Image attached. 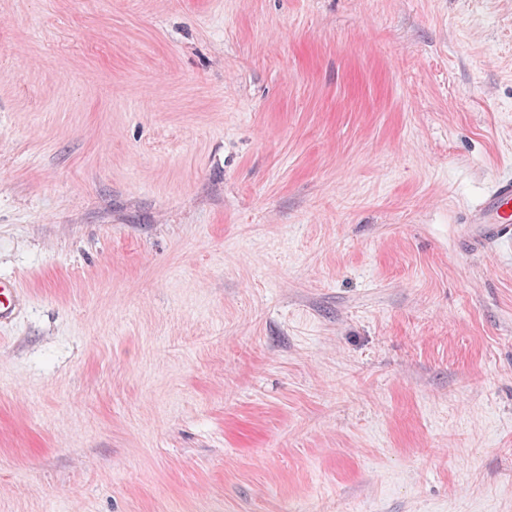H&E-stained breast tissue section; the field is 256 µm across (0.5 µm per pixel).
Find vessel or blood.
Segmentation results:
<instances>
[{"instance_id": "obj_1", "label": "vessel or blood", "mask_w": 512, "mask_h": 512, "mask_svg": "<svg viewBox=\"0 0 512 512\" xmlns=\"http://www.w3.org/2000/svg\"><path fill=\"white\" fill-rule=\"evenodd\" d=\"M477 238L489 245L512 241V176L500 178L469 217Z\"/></svg>"}]
</instances>
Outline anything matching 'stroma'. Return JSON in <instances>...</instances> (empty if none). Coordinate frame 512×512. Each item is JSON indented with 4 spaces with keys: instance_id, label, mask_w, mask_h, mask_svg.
Segmentation results:
<instances>
[{
    "instance_id": "stroma-1",
    "label": "stroma",
    "mask_w": 512,
    "mask_h": 512,
    "mask_svg": "<svg viewBox=\"0 0 512 512\" xmlns=\"http://www.w3.org/2000/svg\"><path fill=\"white\" fill-rule=\"evenodd\" d=\"M512 0H0V512H512ZM475 236L488 245L512 241V176L500 178L483 204L471 213Z\"/></svg>"
}]
</instances>
